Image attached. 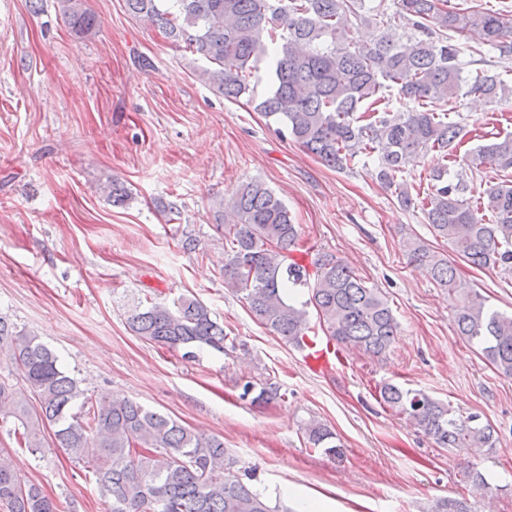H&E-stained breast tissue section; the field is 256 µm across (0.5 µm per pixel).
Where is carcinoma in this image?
Listing matches in <instances>:
<instances>
[{"instance_id":"1","label":"carcinoma","mask_w":512,"mask_h":512,"mask_svg":"<svg viewBox=\"0 0 512 512\" xmlns=\"http://www.w3.org/2000/svg\"><path fill=\"white\" fill-rule=\"evenodd\" d=\"M72 31L83 34L97 25L82 0H57ZM127 11L156 25L196 59L206 63L199 78L224 99L254 93L259 65L269 63L272 90L255 109L284 126L292 140L324 165L344 170L359 156L377 157L376 178L395 184L406 164L439 151L459 167L475 162L512 169V134L477 147L476 155L452 149L465 138V127L448 120L447 106L462 90L490 100L507 88L497 74L477 68L464 74L456 35L512 55V16L478 9L467 12L448 0H393L392 20L366 0H125ZM384 25L373 42L360 39L370 22ZM400 107L390 109L391 100ZM433 192L423 204L437 239L469 265L512 268V179L490 183L476 204L464 198L462 183L448 180V166L431 173ZM101 189L115 207L127 205L131 191L108 178ZM227 207L234 220L224 223L229 247L224 284L242 295L252 317L293 344L310 329L308 306L316 310L324 335L347 350L385 356L399 324L377 288H370L343 261L322 253L317 279L308 283L306 267L292 260L300 235L288 207L262 181L241 184ZM409 262L448 297L458 335L479 346L495 370L512 376V314L487 308L472 288L458 287L455 264L429 243H410ZM311 287L298 305L289 291ZM129 329L147 342L185 350L207 346L224 350V326L208 306L183 297L170 307L159 302L139 306L127 318ZM10 352L35 404L17 397L0 380V420L13 418L22 428L21 448L42 447L51 427L57 447L68 460L95 478L109 512H273L266 499L224 458V441L199 434L169 416L115 395L93 397L69 376L58 357L31 334L0 315V350ZM381 402L406 419L440 448L466 453L495 445V431L478 412L461 414L422 390L385 382ZM307 444L336 453V434L311 421ZM468 490L488 488L474 465L462 471ZM0 507L6 512H58L41 488L0 459Z\"/></svg>"}]
</instances>
